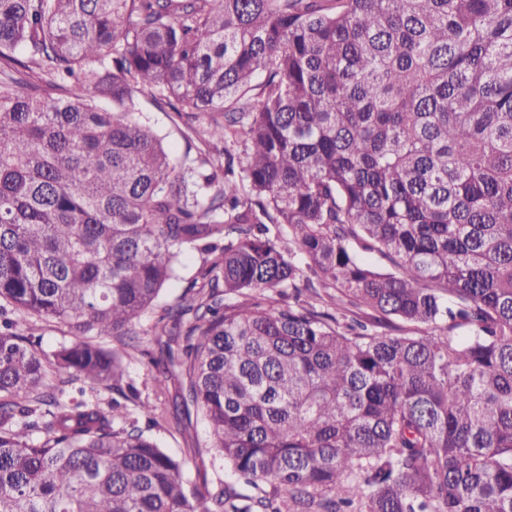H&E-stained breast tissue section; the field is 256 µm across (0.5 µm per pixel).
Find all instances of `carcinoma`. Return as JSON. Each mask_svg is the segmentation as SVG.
<instances>
[{
	"instance_id": "carcinoma-1",
	"label": "carcinoma",
	"mask_w": 512,
	"mask_h": 512,
	"mask_svg": "<svg viewBox=\"0 0 512 512\" xmlns=\"http://www.w3.org/2000/svg\"><path fill=\"white\" fill-rule=\"evenodd\" d=\"M187 244L151 363L200 485L50 385L122 393ZM0 316V512H512V0H0ZM138 108L141 111L142 119L164 138L165 145L173 155H182L187 148V141L183 134L192 137V152L196 151V147L207 149L193 131L198 127V123L188 118L186 112H181L182 114L178 115L166 104H162L160 107L147 94L138 96ZM35 329V335L42 336L41 346L46 350L70 340L66 329L57 322H39Z\"/></svg>"
}]
</instances>
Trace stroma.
Masks as SVG:
<instances>
[{
	"label": "stroma",
	"mask_w": 512,
	"mask_h": 512,
	"mask_svg": "<svg viewBox=\"0 0 512 512\" xmlns=\"http://www.w3.org/2000/svg\"><path fill=\"white\" fill-rule=\"evenodd\" d=\"M138 108L143 120L163 137L165 145L173 155H182L187 146H200V139L192 135L196 123L187 115L177 114L168 105L155 104L146 94L139 96ZM206 260V254L195 246L182 247L179 277L164 285L154 309L142 316L137 327L139 337L135 343L134 357L127 366V375L122 383L128 396L127 408H134L135 404L144 402L154 406L157 413L163 414L161 426L152 427L149 434L157 440L160 447L184 458V477L191 483L197 482L199 467H206L208 477L214 478L224 475V464L212 455L201 458L194 452L195 443L204 444L209 440L208 428L202 417L192 416L190 425L185 429L166 419L165 414L178 390V382L171 377L163 382H156L151 360L159 354L158 332L155 328L159 308L175 303L192 282L200 279Z\"/></svg>",
	"instance_id": "1"
}]
</instances>
